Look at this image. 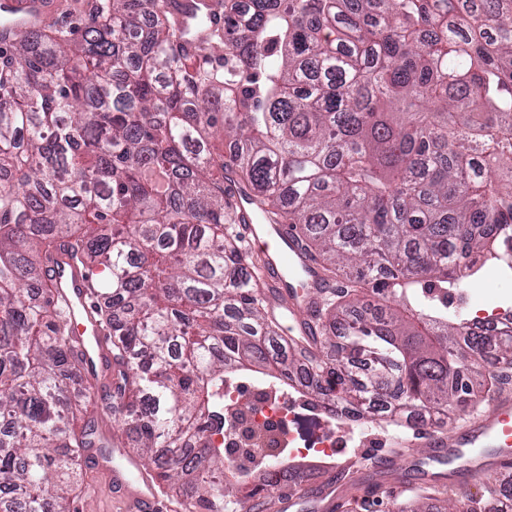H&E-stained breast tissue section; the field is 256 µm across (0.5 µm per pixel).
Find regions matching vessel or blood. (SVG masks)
Instances as JSON below:
<instances>
[{
  "label": "vessel or blood",
  "mask_w": 512,
  "mask_h": 512,
  "mask_svg": "<svg viewBox=\"0 0 512 512\" xmlns=\"http://www.w3.org/2000/svg\"><path fill=\"white\" fill-rule=\"evenodd\" d=\"M166 5L186 29L178 44L185 54L201 48L206 38L205 31L197 26L199 18H207L214 26L224 21L216 0H167ZM50 22L48 0H0L1 41L14 40ZM226 188L238 204V218L247 239L266 258V293L273 307L287 316L290 330L299 332L305 343H313V290L321 285L316 261L291 225L263 223L235 183H227ZM46 275L55 284L57 296L65 301L76 335L82 338L76 352L82 376L92 385L99 412L111 417L112 400L104 379L112 371V353L110 340L96 319L91 277L75 268L63 251L58 252ZM427 441L430 454L424 459L401 451L396 437L390 438L388 448L377 455L356 449L335 469L324 470L318 484L275 490L269 498L249 503L248 508L250 512H335L338 501L356 489L359 473L367 468L382 474L385 485L394 488L400 487L405 468L425 475L445 474L458 484L512 471V391L497 392L487 411L473 415L458 431H429ZM101 469L120 492L126 512H161L163 498L157 478L126 449H113L111 463L102 464Z\"/></svg>",
  "instance_id": "b4317fda"
}]
</instances>
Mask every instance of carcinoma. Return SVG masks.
Listing matches in <instances>:
<instances>
[{"instance_id":"cac0c4a2","label":"carcinoma","mask_w":512,"mask_h":512,"mask_svg":"<svg viewBox=\"0 0 512 512\" xmlns=\"http://www.w3.org/2000/svg\"><path fill=\"white\" fill-rule=\"evenodd\" d=\"M213 49L179 55L164 0H99L93 22L0 47V512H70L108 452L66 304L41 271L94 273L118 436L176 480L185 512L245 506L215 439L237 377L271 366L328 420L364 405L444 426L512 366L448 289L512 258V0H220ZM318 261L319 338L279 349L266 264L241 245L227 165ZM389 304L360 314L367 292ZM264 490L304 476L269 453ZM438 512H468L447 489Z\"/></svg>"}]
</instances>
